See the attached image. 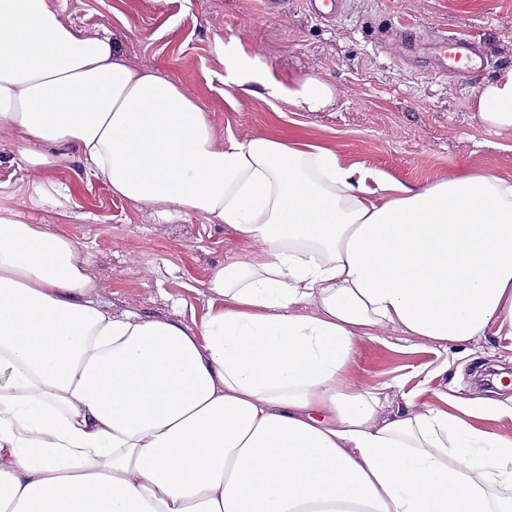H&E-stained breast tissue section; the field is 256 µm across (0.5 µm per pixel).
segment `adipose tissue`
I'll return each instance as SVG.
<instances>
[{
    "mask_svg": "<svg viewBox=\"0 0 512 512\" xmlns=\"http://www.w3.org/2000/svg\"><path fill=\"white\" fill-rule=\"evenodd\" d=\"M215 50L228 89L302 111L336 95L277 81L237 38ZM473 107L512 129V69ZM0 125L37 141L21 166L75 148L114 196L264 252L216 271L191 326L113 314L71 239L0 219V512H512V437L441 392L390 412L347 379L378 330L512 342V180L414 190L294 135L216 144L180 84L50 0H0Z\"/></svg>",
    "mask_w": 512,
    "mask_h": 512,
    "instance_id": "ef3b65f1",
    "label": "adipose tissue"
}]
</instances>
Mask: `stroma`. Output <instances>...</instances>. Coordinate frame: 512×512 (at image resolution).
I'll return each mask as SVG.
<instances>
[{"instance_id":"obj_1","label":"stroma","mask_w":512,"mask_h":512,"mask_svg":"<svg viewBox=\"0 0 512 512\" xmlns=\"http://www.w3.org/2000/svg\"><path fill=\"white\" fill-rule=\"evenodd\" d=\"M64 24L84 35L113 33L127 61L179 82L208 112L216 141H247L298 131L347 163L418 189L468 170L512 180V129L484 126L472 110L476 84L512 68V0H347L335 22L311 17L304 0H51ZM444 31L472 35L490 53L478 80L440 76L422 44ZM234 36L261 48L280 80L313 77L336 88L319 112L260 96L225 93L217 42ZM35 143L0 127V219L37 224L78 247L114 313L200 320L208 284L225 263L261 262L259 247L194 213L162 217L154 205L116 198L103 179L86 180L75 149L49 169H21ZM60 188L62 201L35 200L34 183ZM447 364L433 386L460 400L507 402L512 387L486 391L475 373L484 364L512 369V351L493 337L467 349L436 345L387 330L363 337L349 368L357 386L375 388L389 405L418 389L424 370Z\"/></svg>"}]
</instances>
